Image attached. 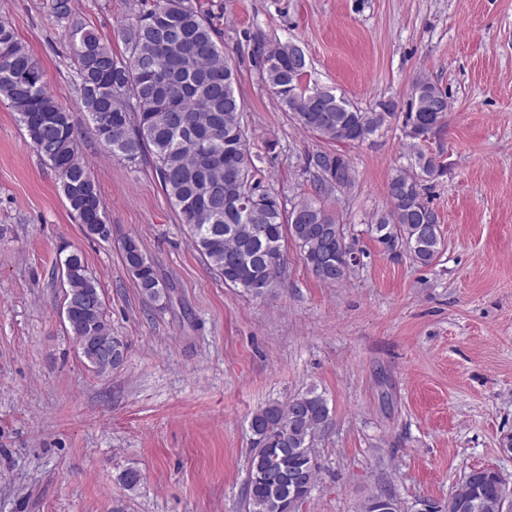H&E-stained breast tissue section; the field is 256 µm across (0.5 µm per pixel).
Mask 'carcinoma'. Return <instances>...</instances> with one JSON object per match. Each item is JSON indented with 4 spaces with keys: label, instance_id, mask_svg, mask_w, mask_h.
<instances>
[{
    "label": "carcinoma",
    "instance_id": "1",
    "mask_svg": "<svg viewBox=\"0 0 512 512\" xmlns=\"http://www.w3.org/2000/svg\"><path fill=\"white\" fill-rule=\"evenodd\" d=\"M54 10L69 22L73 80L80 103L93 123L102 149L135 162L150 156L155 176L187 228L194 249L224 284L263 297L278 286L285 244L301 249L307 267L327 284L353 272L347 225L326 205L336 191L352 189L355 175L344 155L320 150L307 158L314 194L287 206L263 185L260 157L253 154L243 122L244 105L236 78L215 31L187 0H153L123 31L127 56L119 57L100 36L72 15L68 0ZM183 37L187 64L165 58L170 29ZM291 44L261 49L262 79L298 126L327 144H362L394 121L414 150V162L396 169L388 187V205L376 213L370 232L391 251L401 245L412 260L428 267L444 246L441 226L427 199L430 183L443 174L437 158L422 149L444 124L448 98L425 75H416L406 107L388 99L362 109L342 96L322 101L304 81L306 69L291 63ZM179 101V111L160 103L159 84ZM0 98L7 101L24 138L54 171L70 210L83 232L107 241L104 203L87 163L79 153L71 117L48 88L28 48L0 23ZM210 150L205 160L198 146ZM339 187H334L333 183ZM250 204L242 207V198ZM120 257L142 297L166 307L171 289L161 282L139 242L127 237ZM63 308L75 347L88 336L112 347L113 362L80 354L97 375L122 364L126 347L112 335L97 278L83 255L71 252L60 261ZM331 424L324 394L309 390L285 403L255 411L247 481V512H298L315 485L316 445ZM442 512H512V489L491 468L468 471L448 496Z\"/></svg>",
    "mask_w": 512,
    "mask_h": 512
}]
</instances>
